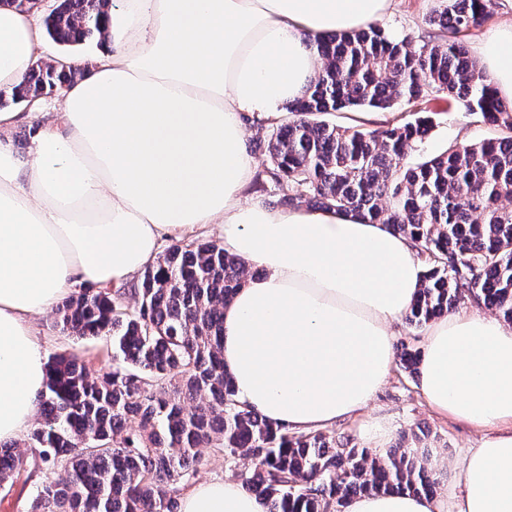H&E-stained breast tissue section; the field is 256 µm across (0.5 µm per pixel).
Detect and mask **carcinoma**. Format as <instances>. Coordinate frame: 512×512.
Here are the masks:
<instances>
[{"instance_id": "carcinoma-1", "label": "carcinoma", "mask_w": 512, "mask_h": 512, "mask_svg": "<svg viewBox=\"0 0 512 512\" xmlns=\"http://www.w3.org/2000/svg\"><path fill=\"white\" fill-rule=\"evenodd\" d=\"M110 3L56 0L46 34L61 46L103 38ZM491 4L442 0L429 40L370 26L319 42L322 68L267 133L277 204L304 200L411 239L425 267L405 313L416 327L468 297L512 324V205L503 204L512 202V102L461 41ZM80 76L64 64L33 66L20 85L0 90V109L59 93ZM439 94L492 135L409 163L433 127L426 103ZM397 104L414 119L375 128L314 119ZM246 276L245 262L214 241L175 243L134 287L83 288L57 305L63 330L112 338L115 364L91 377L75 354L52 357L26 439L43 474L32 512H179L204 448L250 464L240 480L267 512H341L361 494H436L438 478L416 448L401 445L380 462L334 435L273 424L237 400L224 372L223 307ZM20 457L19 444L0 442V483Z\"/></svg>"}]
</instances>
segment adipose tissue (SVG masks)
<instances>
[{
  "label": "adipose tissue",
  "instance_id": "adipose-tissue-1",
  "mask_svg": "<svg viewBox=\"0 0 512 512\" xmlns=\"http://www.w3.org/2000/svg\"><path fill=\"white\" fill-rule=\"evenodd\" d=\"M394 0H112L106 49L30 156L0 140V442L29 428L46 382L34 326L78 284L128 283L164 238L217 231L253 274L224 307V369L238 400L318 431L360 414L396 358L395 323L424 266L385 224L255 201L248 127L280 114L320 66L317 39L382 20ZM512 100V25L478 49ZM33 13L0 6V90L52 57ZM428 406L483 429L448 497L361 495L342 512H512V325L457 311L425 331ZM179 512H266L227 476L192 485Z\"/></svg>",
  "mask_w": 512,
  "mask_h": 512
}]
</instances>
